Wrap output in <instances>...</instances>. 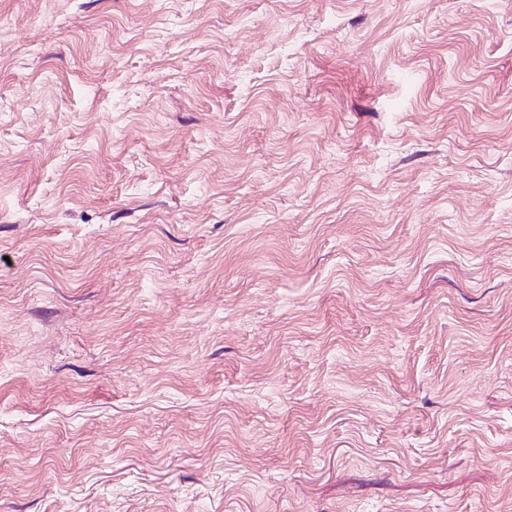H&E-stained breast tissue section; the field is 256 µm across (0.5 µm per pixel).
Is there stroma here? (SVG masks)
<instances>
[{
  "label": "stroma",
  "mask_w": 512,
  "mask_h": 512,
  "mask_svg": "<svg viewBox=\"0 0 512 512\" xmlns=\"http://www.w3.org/2000/svg\"><path fill=\"white\" fill-rule=\"evenodd\" d=\"M0 512H512V0H0Z\"/></svg>",
  "instance_id": "1"
}]
</instances>
